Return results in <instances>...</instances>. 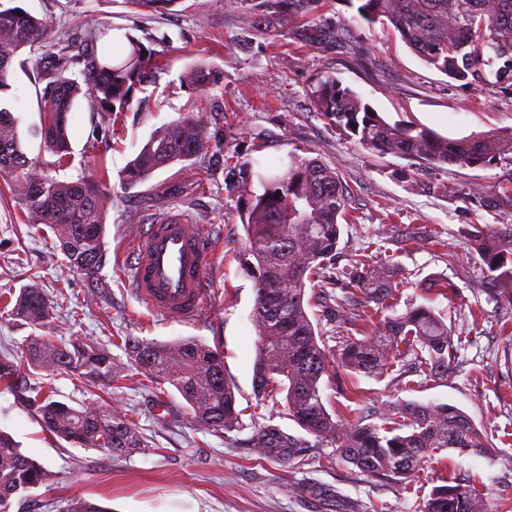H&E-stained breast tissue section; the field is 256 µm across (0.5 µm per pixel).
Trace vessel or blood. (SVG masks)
Listing matches in <instances>:
<instances>
[{
    "mask_svg": "<svg viewBox=\"0 0 512 512\" xmlns=\"http://www.w3.org/2000/svg\"><path fill=\"white\" fill-rule=\"evenodd\" d=\"M133 287L142 303L174 320L198 314L211 293L207 270L213 250L207 226L169 212L136 241Z\"/></svg>",
    "mask_w": 512,
    "mask_h": 512,
    "instance_id": "1",
    "label": "vessel or blood"
}]
</instances>
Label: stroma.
<instances>
[{
    "label": "stroma",
    "instance_id": "obj_1",
    "mask_svg": "<svg viewBox=\"0 0 512 512\" xmlns=\"http://www.w3.org/2000/svg\"><path fill=\"white\" fill-rule=\"evenodd\" d=\"M46 21L53 37L78 26L120 33L114 50L133 38L158 54L156 83L137 93L95 156L85 146L96 117L86 105L69 114L71 160L55 168L35 131L40 125L39 87L32 72L13 68L9 92L19 119L21 146L37 170L58 179L105 181L108 286L93 293L69 271L54 234L28 223L12 196L15 176L0 175V354L18 353L25 339H91L125 364L126 337L171 341L202 339L220 350L226 377L237 388L242 423L222 435L192 424L174 389L160 413L155 395L127 367L121 389L85 388L61 373L53 397L70 405L96 400L117 406L135 421L147 447L112 457L48 437L38 416L16 393L0 391V431L51 474L48 485L19 494L13 512H64L89 501L111 512H418L426 495L445 481L469 480L488 512H512V244L495 277L472 247L475 234L512 226V158L479 169L437 168L415 159L375 154L325 119L311 92L324 75L356 91L389 123L412 124L439 135L512 134V93L449 79L413 53L399 34L360 18L345 0L326 5L287 28L245 33L225 0H179L145 13L128 0H0ZM198 62L219 67L221 83L198 91L184 84ZM194 112L222 144L204 158L155 172L124 188L120 174L155 130ZM316 157L338 168L350 191L336 265L353 272L366 252L393 268L405 286L394 313L427 305L446 315L455 360L448 374L426 377L388 362L375 377L343 373L324 383L334 409L378 422L398 401L449 403L465 411L493 442L485 454L443 450L407 482L364 475L352 465L327 463L318 444L286 416L258 406L253 394L256 328L255 285L242 261V220L250 196L262 193L258 174L284 171L295 156ZM254 172L246 192L227 191L231 168ZM207 225L214 262L212 294L193 319L175 321L149 312L131 286L133 244L155 217L169 211ZM452 281L456 292H426L420 281ZM35 284L55 302L50 323L33 326L11 314L9 292ZM271 425L304 439L307 462L290 466L263 459L252 448L256 428Z\"/></svg>",
    "mask_w": 512,
    "mask_h": 512
}]
</instances>
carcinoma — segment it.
Returning <instances> with one entry per match:
<instances>
[{"label":"carcinoma","mask_w":512,"mask_h":512,"mask_svg":"<svg viewBox=\"0 0 512 512\" xmlns=\"http://www.w3.org/2000/svg\"><path fill=\"white\" fill-rule=\"evenodd\" d=\"M358 14L380 21L396 31L404 43L428 65L455 81L512 89V0H358ZM320 0H229L240 10L248 33L281 27L319 8ZM18 8H0V95L11 90L9 77L19 52L50 40L46 23ZM107 30L75 29L52 44L50 61L37 68L46 82L40 92V137L62 166L70 155L68 119L76 102L86 101L89 111L101 116L88 136V147L109 136L112 116L125 112L136 93L160 62L140 42L128 40L124 54L113 55L102 45ZM221 71L199 62L184 75L187 84L203 90L220 81ZM315 107L330 122L343 128L366 149L397 155L437 167H479L512 153V136L475 135L449 139L414 125L388 123L352 89L336 78L323 77L312 90ZM220 142L196 115H184L156 131L122 171L123 185L133 188L156 171L177 162L202 158ZM0 173L18 176V196L31 223L53 229L56 247L67 268L81 275L87 287H107L106 211L108 196L99 181H75L34 173L22 150L18 120L0 103ZM263 192L253 196L244 229V250L254 259L252 319L256 327L253 393L260 401L282 396V412L318 443L334 448L327 457L353 465L372 477L402 482L421 463L443 449L484 454L493 447L488 434L463 410L450 404L401 401L382 413L381 424H364L331 411L323 393V379L336 365L356 374L375 375L400 347L414 355L421 372L448 373L453 336L441 314L419 305L383 320L370 331L347 310L351 295L360 293L366 306L387 305L402 283L375 269L368 255L356 260L355 274L341 294L334 288L342 272L334 258L341 236L340 220L349 205V191L336 169L312 157H297L288 169L260 177ZM476 250L487 272L500 269L501 243L476 240ZM334 298L336 311L356 332L338 337L339 355L326 347L307 311V284ZM12 314L33 325L54 315V302L36 286L20 290ZM124 350L128 366L140 370L150 389L172 386L188 405L192 423L223 434L241 423L236 387L224 373V356L203 341L188 337L158 341L129 337ZM27 366L51 378L67 372L93 388H121L125 368L118 366L103 346L88 340L58 344L44 336L25 340L21 354L0 356V383L15 389L12 378ZM24 399L40 416L43 431L69 444L93 448L112 456L130 455L147 448L126 414L95 403L71 406L46 393L44 382L24 387ZM253 448L262 458L294 460L302 442L277 428H260ZM48 470L25 455L12 437L0 432V512H12L16 495L43 485ZM419 512H483L482 499L462 483L438 486L426 496Z\"/></svg>","instance_id":"cac0c4a2"}]
</instances>
